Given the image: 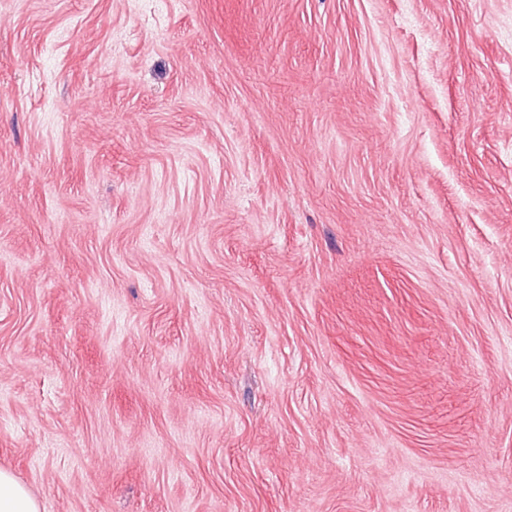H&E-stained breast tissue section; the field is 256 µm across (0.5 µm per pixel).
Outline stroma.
Wrapping results in <instances>:
<instances>
[{
  "mask_svg": "<svg viewBox=\"0 0 512 512\" xmlns=\"http://www.w3.org/2000/svg\"><path fill=\"white\" fill-rule=\"evenodd\" d=\"M0 469L512 512V0H0Z\"/></svg>",
  "mask_w": 512,
  "mask_h": 512,
  "instance_id": "stroma-1",
  "label": "stroma"
}]
</instances>
